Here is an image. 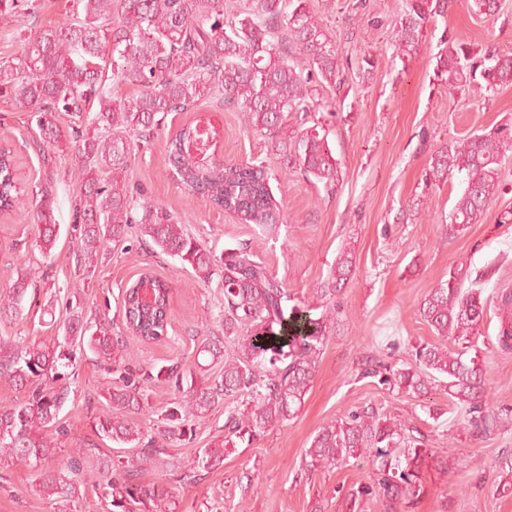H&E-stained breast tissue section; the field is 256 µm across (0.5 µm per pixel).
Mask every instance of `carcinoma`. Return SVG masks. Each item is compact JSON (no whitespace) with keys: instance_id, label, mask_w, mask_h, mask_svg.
I'll use <instances>...</instances> for the list:
<instances>
[{"instance_id":"cac0c4a2","label":"carcinoma","mask_w":512,"mask_h":512,"mask_svg":"<svg viewBox=\"0 0 512 512\" xmlns=\"http://www.w3.org/2000/svg\"><path fill=\"white\" fill-rule=\"evenodd\" d=\"M433 0H410L409 9L394 30V40L405 52L416 50L422 29L433 13ZM286 34L279 35L281 24ZM308 56L311 70L304 72L293 55ZM462 36L448 45L437 69L448 82L449 93L458 88L470 61ZM340 69L336 51L316 17L298 0L292 13L283 12V0H256L242 18L224 24V0H74L70 19L25 39L22 56L0 65V92L35 112L42 140L53 147L78 144L84 192L78 200L80 224L78 257L86 278L93 279L98 259L126 240L130 225L153 250L190 265L196 276L224 280V333H235L236 354L224 358L221 379L210 384L183 383L177 368L146 369L132 374L114 369L117 381L107 389V401L116 410L134 412L149 402L143 382L173 379L179 399L165 410V426L141 449L148 462L166 453L168 441L182 434L181 423L200 417L221 399L246 398L229 412L227 435L252 438L296 415L304 402L326 338L327 324L311 317L285 314L288 292L245 250L218 257L187 234L184 225L130 197L126 184L132 146L126 133L140 136L158 127L171 112L184 111L209 94L225 105L249 114L251 124L275 138L278 155L305 175L324 184L336 181V159L327 137L310 127L288 132L290 112H307L313 101L312 83L336 84ZM480 77L493 91L512 85V55L497 56ZM136 89L129 97H115L112 83ZM70 112L79 123L64 127L57 113ZM212 130L200 124L182 128L167 143L168 162L188 189L206 197L216 208L235 215L243 224L276 222L278 206L265 167L205 163L212 147ZM512 151V129L496 130L455 141L438 151L425 177L437 183L455 173L464 175L465 187L450 215L448 235H458L480 221L492 204L499 185L498 170ZM14 163L8 149L0 150V209L21 206L14 183ZM41 253L54 247L60 225L54 217V199L48 188L36 202ZM352 261L339 258L325 292L334 293ZM462 268L451 269L446 283L425 298L421 314L437 335L451 340L412 347L414 365L391 369L375 362L362 375L382 385L422 397L438 387L462 410L463 419L476 433L488 437L507 430L508 414L494 413L485 401L482 369L474 357L470 330L482 320V289L465 285ZM35 275L22 272L9 293L0 297V310H23ZM167 281L143 275L126 288L123 333L112 334V324H92L75 309L57 335L15 342L0 337V379L28 388L24 402L0 411V464H23L40 476L39 492L52 504L76 501L80 466L71 475L57 474L47 461L56 447L49 429L56 426L68 398L69 387L58 384L75 361L73 351L88 348L100 363L121 364L126 338L157 340L168 333ZM99 435L118 444L142 442L135 423L120 414L96 423ZM224 441L203 450L190 473L207 471L224 456ZM431 449L397 421L380 418L367 407L348 413L324 426L305 453V466L347 465L365 461L373 478L347 495L349 512L373 497L392 512L399 503L420 494L416 470ZM102 474L119 477L129 505L147 512H174L167 491L133 483L134 471L121 456L98 464Z\"/></svg>"}]
</instances>
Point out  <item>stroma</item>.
Returning a JSON list of instances; mask_svg holds the SVG:
<instances>
[{
	"mask_svg": "<svg viewBox=\"0 0 512 512\" xmlns=\"http://www.w3.org/2000/svg\"><path fill=\"white\" fill-rule=\"evenodd\" d=\"M323 23L336 50L341 83L317 84V105L308 125L326 134L338 161L333 186H325L283 164L268 137L254 130L243 110L205 97L186 111L169 113L164 126L139 140L129 161L127 182L146 202L172 215L188 234L215 254L247 249L291 296L300 314L319 317L333 309L334 320L317 358L302 407L292 420L266 429L251 442L233 441L222 463L199 472L194 483L181 479L203 449L224 437L227 411L236 400H222L184 433L166 455L150 463L139 449L102 438L96 421L114 410L104 391L115 377L89 351L77 355V371L60 415L58 450L50 467L67 469L80 460L85 474L81 494L102 501L101 512H122L97 475L96 465L119 455L138 468L141 486L164 487L177 512H346L350 488L366 482V464L307 471L304 454L317 432L349 411L371 407L381 417L416 428L431 450L419 469L420 496L399 512H512V492L499 490L506 477L501 460L512 457V429L482 438L468 429L447 393L413 398L377 379L363 377L364 365L380 361L391 368L410 364L409 350L437 342L419 309L453 268L480 280L485 303L475 328L479 364L487 380L491 408L512 410V351H502L497 334L512 320L502 292H512V159L499 170L500 189L480 223L463 233H446L448 215L464 186L460 176L437 183L424 180L431 157L442 147L503 125H512V86L489 92L467 81L456 94L437 74V60L448 39L464 35L476 59L512 54V0H499L488 15L474 0H450L444 15L432 16L416 52L399 50L393 29L408 0H306ZM73 0H29L9 24L0 23V63L21 55L24 38L61 23ZM374 65L366 67L364 54ZM200 120L216 131L214 158L227 164L264 163L279 206L277 223L243 224L213 207L205 197L178 185L166 144L184 125ZM38 129L27 108L0 96V141L10 145L18 164L23 197L50 187L62 233L42 258L34 247L37 227L16 215L0 218V294L8 293L26 265L50 264L55 290L38 289L30 308L0 316V336L46 335L42 310L56 322L69 316L68 303L80 297L89 317L106 315L122 327V291L148 271L170 282L168 338L150 344L128 341V367L142 370L175 363L195 377L214 380L224 370V284L204 282L178 260L155 254L130 233L109 252L93 280H85L77 244L69 234L74 206L83 191L76 147L58 150L36 141ZM351 272L335 294H327L330 273L342 254ZM219 337L220 356L199 355L201 337ZM149 404L134 418L144 437L161 427V412L178 398L173 382L149 388ZM36 474L23 465L0 468V512H55L35 490Z\"/></svg>",
	"mask_w": 512,
	"mask_h": 512,
	"instance_id": "obj_1",
	"label": "stroma"
}]
</instances>
